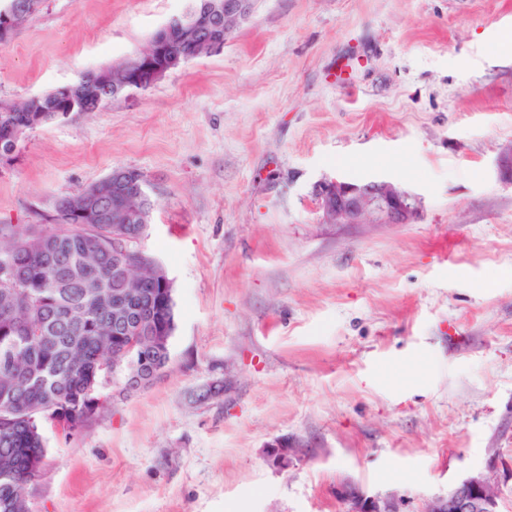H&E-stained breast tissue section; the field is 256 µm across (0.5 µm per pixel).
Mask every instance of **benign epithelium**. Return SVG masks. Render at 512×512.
<instances>
[{"mask_svg":"<svg viewBox=\"0 0 512 512\" xmlns=\"http://www.w3.org/2000/svg\"><path fill=\"white\" fill-rule=\"evenodd\" d=\"M258 0H202L201 12L213 20L224 21V39L204 36L197 14L173 17L168 24H175L190 39L202 41L212 53L224 49L229 38L253 14ZM43 0H0V44L7 43L12 35V18L23 10L40 7ZM188 59L169 53L164 41L152 42L149 50L134 55L126 65L127 83L122 89H112V95L121 97L141 89L140 76L147 74L149 85H154L172 70L178 69ZM110 75L106 70L96 72L90 84H69L56 92L71 98V107L91 110L100 101L99 90L107 88ZM112 186L140 197L145 196L146 182L136 170L117 167L112 169ZM314 199L323 217L333 224H362L368 220L383 224H408L417 217L418 198L410 192L385 181L352 183L340 179H323L314 186ZM169 364L156 362L152 374L145 376L126 371L124 388L120 394L144 389L163 376ZM301 449L286 440L277 439L265 448L267 463L275 469H286L300 458ZM336 499L345 512H401L400 501L393 495H370L360 485L349 482L336 490ZM424 512H499L498 487L490 476L476 472L453 485L448 493L434 497Z\"/></svg>","mask_w":512,"mask_h":512,"instance_id":"7a95c632","label":"benign epithelium"}]
</instances>
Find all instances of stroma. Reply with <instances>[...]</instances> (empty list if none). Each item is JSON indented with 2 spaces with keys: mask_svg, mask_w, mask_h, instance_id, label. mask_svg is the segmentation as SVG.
Listing matches in <instances>:
<instances>
[{
  "mask_svg": "<svg viewBox=\"0 0 512 512\" xmlns=\"http://www.w3.org/2000/svg\"><path fill=\"white\" fill-rule=\"evenodd\" d=\"M187 0H45L0 103L144 50ZM512 0H259L221 53L29 133L0 225L140 172L138 247L174 282L168 372L74 434L44 424L32 512H403L496 472L512 512ZM387 181L408 224H327L322 178ZM303 453L279 471L268 443ZM336 499L347 512H401L400 501L395 496L370 495L353 482L338 487Z\"/></svg>",
  "mask_w": 512,
  "mask_h": 512,
  "instance_id": "obj_1",
  "label": "stroma"
}]
</instances>
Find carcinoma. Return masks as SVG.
I'll use <instances>...</instances> for the list:
<instances>
[{
    "instance_id": "obj_1",
    "label": "carcinoma",
    "mask_w": 512,
    "mask_h": 512,
    "mask_svg": "<svg viewBox=\"0 0 512 512\" xmlns=\"http://www.w3.org/2000/svg\"><path fill=\"white\" fill-rule=\"evenodd\" d=\"M170 40L171 50L195 58L206 53L202 44L181 39L175 29L158 32ZM66 100L53 92L20 104H0V155L11 140L12 127L51 121ZM95 224L81 223L75 213L85 207L80 192L65 196L68 206L62 224L0 225V263L12 270L17 287L0 288V409L11 412V426H0V512L10 506L21 485L36 474L34 457L46 454L40 414L51 409L70 434V423L93 415L106 403L99 386L113 375L112 356L135 343L146 357L154 354L155 328L168 329L162 359L170 357L175 309L164 299V289L153 275L156 261L133 251L132 277L112 263V239L134 238L137 223L127 219L136 201L112 189L103 178ZM140 297L117 298L127 288ZM118 302L127 322L113 320Z\"/></svg>"
}]
</instances>
